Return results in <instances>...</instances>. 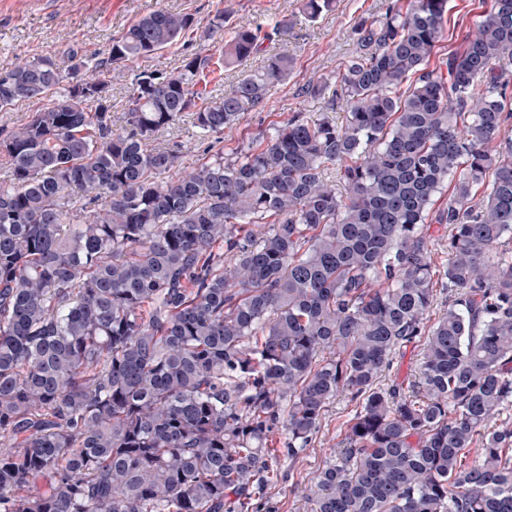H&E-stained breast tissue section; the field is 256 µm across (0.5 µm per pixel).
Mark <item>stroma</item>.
Returning <instances> with one entry per match:
<instances>
[{
  "label": "stroma",
  "instance_id": "obj_1",
  "mask_svg": "<svg viewBox=\"0 0 512 512\" xmlns=\"http://www.w3.org/2000/svg\"><path fill=\"white\" fill-rule=\"evenodd\" d=\"M385 0H336L332 11L317 21L304 15L301 0H0V69L21 59L53 57L62 69H70L68 50L85 58L104 59L113 37L119 36L142 15L157 9L192 14L193 33L177 44L112 70V120L120 122L128 104L131 82L143 71L171 73L184 55L198 50L204 31L216 12H223L225 28L246 23L263 27L270 37L265 54L288 51L295 65L288 78L272 92L266 106L246 113L240 123L224 132V149L232 151L242 139L254 136L293 113L309 120L323 117L325 101L306 96L310 80L333 77L339 64L358 48L356 22L380 13ZM483 0H449L444 39L430 59L439 65L448 53L460 48L481 11ZM152 146L178 149L183 165L200 163L204 146L191 117L155 134ZM355 412L349 395L337 396L321 421L310 448L292 460L281 457V479L269 500L271 512H309L315 477L326 461L341 448L345 423Z\"/></svg>",
  "mask_w": 512,
  "mask_h": 512
}]
</instances>
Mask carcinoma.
<instances>
[{
    "mask_svg": "<svg viewBox=\"0 0 512 512\" xmlns=\"http://www.w3.org/2000/svg\"><path fill=\"white\" fill-rule=\"evenodd\" d=\"M447 14L389 0L338 71L344 121L297 112L232 158L224 129L294 67L278 53L207 91L260 51L258 26L216 61L137 74L118 129L104 71L192 15L140 17L63 90L47 56L0 70V111L52 97L0 139V512H263L279 454L299 458L342 392L356 410L311 512H512V0L431 69ZM187 112L207 157L181 168L148 140ZM440 278L460 292L433 321ZM417 340L410 389L377 386Z\"/></svg>",
    "mask_w": 512,
    "mask_h": 512,
    "instance_id": "cac0c4a2",
    "label": "carcinoma"
}]
</instances>
